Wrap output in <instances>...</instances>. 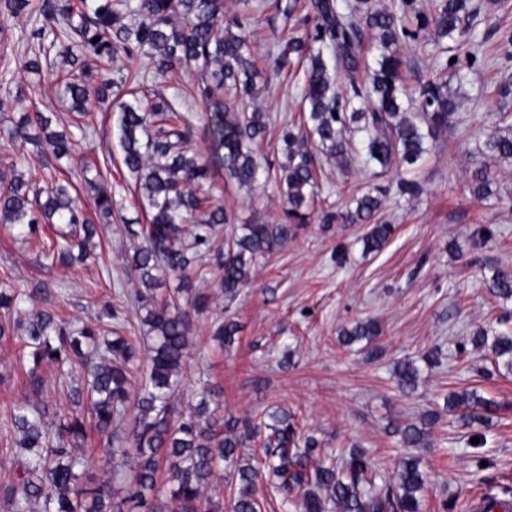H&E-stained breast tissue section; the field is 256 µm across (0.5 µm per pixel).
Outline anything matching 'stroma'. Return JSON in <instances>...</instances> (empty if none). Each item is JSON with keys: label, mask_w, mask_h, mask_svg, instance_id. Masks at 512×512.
Here are the masks:
<instances>
[{"label": "stroma", "mask_w": 512, "mask_h": 512, "mask_svg": "<svg viewBox=\"0 0 512 512\" xmlns=\"http://www.w3.org/2000/svg\"><path fill=\"white\" fill-rule=\"evenodd\" d=\"M477 2V32L488 36L498 61L512 58V43L499 37L500 31L512 30V0ZM283 27L269 9L261 22L246 28L263 71L260 101L276 131L297 123L301 101V65L294 62L279 71L272 61ZM495 79L494 68L480 62L449 75L465 122L432 141L412 170L411 179L422 187L418 197L397 195L395 171L355 167L343 173L324 164L320 201L310 220L288 245L255 265L250 286L233 304L224 302L217 271L193 281V288L209 294L212 308L194 320L182 402H190L191 391L206 382L220 390L225 413L260 417L288 411L327 450L367 449L375 460L372 481L377 484L404 453L389 432L391 425L442 408L449 392L474 390L497 404L487 421L472 430L445 412L427 447L417 451L429 480L423 512H468L470 499L489 486L512 500V372L496 369L490 350L471 342L476 328L497 325L512 314V300L494 297L484 284L496 271H512V161L489 164L495 197L480 200L464 190L485 130L500 111L512 113V97H493ZM14 83L25 87V94L9 93L0 83V101L6 103L0 110V156L7 146L3 130L21 114L37 106L66 111L53 92L54 73L19 72ZM92 123L94 133L77 135L71 163L111 151L117 204L112 222L98 228L96 259L46 270L42 247L50 229L40 227L22 239L0 224V283L20 285L40 300L61 296L60 318L104 332L112 323L99 321L98 315L102 303H111L140 336L144 329L133 295L141 284L128 269L133 240L124 226L145 217L146 210L132 198L134 179L119 161L116 113L96 111ZM375 186L387 190L381 217L395 231L382 251L367 254L362 244L367 225L328 224L324 217L343 210L358 190ZM213 192L227 212L228 233L242 224L276 223L283 213V200L271 187H242L222 173ZM224 314L240 326L226 351L211 336L214 316ZM366 318L379 327L376 352L343 347L342 327ZM22 347L17 338L0 341V485L9 483L14 472L10 412L28 389ZM427 353L438 356V363L424 366L415 391L400 393L395 362ZM477 431L485 436L479 446L471 442Z\"/></svg>", "instance_id": "obj_1"}]
</instances>
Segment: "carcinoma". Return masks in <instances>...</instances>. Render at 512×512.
<instances>
[{
	"label": "carcinoma",
	"mask_w": 512,
	"mask_h": 512,
	"mask_svg": "<svg viewBox=\"0 0 512 512\" xmlns=\"http://www.w3.org/2000/svg\"><path fill=\"white\" fill-rule=\"evenodd\" d=\"M29 0H0V17L29 15ZM306 9L312 28L290 36L277 54L282 68L290 56L306 62L303 70L300 122L305 136H283L286 162L274 168L260 154L270 136L266 112L257 106L260 70L238 17L224 19V0H41L29 19V35L17 38L23 67L39 73L56 71L55 95L69 103L68 111L86 117L109 102L118 108L122 164L134 177L140 197L147 203V222L139 225L129 257L145 291L138 293L141 321L154 334L146 365L136 359L131 336L117 335L103 342L93 328L74 330L40 309L21 321L11 315L35 298L9 283L0 285V340L21 334L26 352L28 391L11 411L18 433L14 454L18 472L0 486L6 512H133L146 508L164 489L170 491L169 512H224V486L214 485L217 472L227 470L233 489L232 512H261L263 475L277 479L284 501L298 500L303 512H421L426 479L418 456L407 452L394 465L392 476L380 488L368 474L374 463L363 448H350L341 462L320 456L319 442L301 434L286 412L269 415L270 422L219 415L218 393L203 386L188 412L178 407L181 383L188 366L194 315L209 307V296L196 293L192 311L176 304V297L157 300L162 285L158 272L179 281L177 293H191L195 277H203L212 263L222 270L219 288L230 303L251 281L254 265L294 236L305 224L318 196V176L311 142L326 161L350 168L363 152V166L410 169L426 153V143L450 126L460 124L461 103L448 87V64L439 57L429 71L412 72L411 60L402 55V43L417 29L433 30L435 44H455L456 61L474 62L489 37L475 31L477 11L472 0H429L422 8L416 0H274L276 14L288 21ZM135 19H128L129 15ZM99 41H93V38ZM377 51L374 64L364 55L366 41ZM138 51L146 70L112 67L114 58ZM368 79L360 78L361 72ZM198 75L196 91L161 97L152 83L175 75ZM137 84L133 100L125 101L124 87ZM234 89L236 100L224 102V88ZM205 104L202 127L205 147L194 140L190 99ZM36 108L3 130L8 153L0 158V224L20 234L34 233L40 224H58L56 243L46 254L48 268L68 267L75 256L87 260L93 252L97 227L83 212L85 203L70 193L68 184L82 171L71 167L66 183L56 177V166L73 150V134ZM32 144L35 150L28 151ZM485 155L492 160L512 159V135L494 129L486 133ZM44 171L43 187H35L26 172ZM239 184L274 182L283 198V218L276 224H242L240 233L217 245L226 221L224 207L211 192L220 171ZM487 164L471 175L468 191L480 200L496 196ZM89 199L100 218L112 220L115 206L103 173L86 181ZM383 192L372 188L354 199V206L330 213L327 220L368 224L363 237L368 253L382 250L393 233L379 218ZM498 298L512 299V271H500L486 281ZM236 321L214 323L213 336L221 347L235 342ZM377 336L371 321L345 328L341 344ZM472 342L487 348L495 364L512 370V327L479 328ZM52 362L78 386L71 389L73 407L54 413L39 403L45 380L44 363ZM397 388L415 390L420 368L405 358L393 370ZM494 402L474 393L448 399V411L460 412L465 427L481 422L479 410ZM132 416V426L121 433ZM438 412L429 410L419 422L394 429L401 447H427V430L435 427ZM94 433L110 466V480L100 481L92 461L80 447ZM265 434L264 456L242 452L248 441ZM122 483L116 492L111 482Z\"/></svg>",
	"instance_id": "obj_1"
}]
</instances>
